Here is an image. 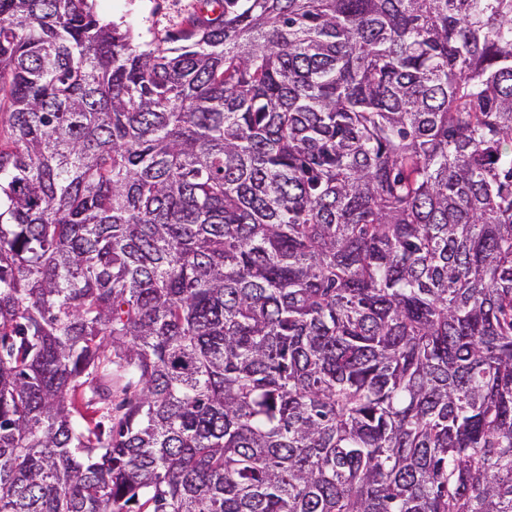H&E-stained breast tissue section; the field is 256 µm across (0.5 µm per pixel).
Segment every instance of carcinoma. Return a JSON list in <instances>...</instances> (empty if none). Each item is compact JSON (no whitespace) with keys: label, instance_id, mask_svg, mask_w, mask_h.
<instances>
[{"label":"carcinoma","instance_id":"cac0c4a2","mask_svg":"<svg viewBox=\"0 0 512 512\" xmlns=\"http://www.w3.org/2000/svg\"><path fill=\"white\" fill-rule=\"evenodd\" d=\"M201 4L0 0V512H512V0ZM200 7L199 0H96L94 10L106 22L128 29L135 44L168 37L182 28L183 19Z\"/></svg>","mask_w":512,"mask_h":512}]
</instances>
